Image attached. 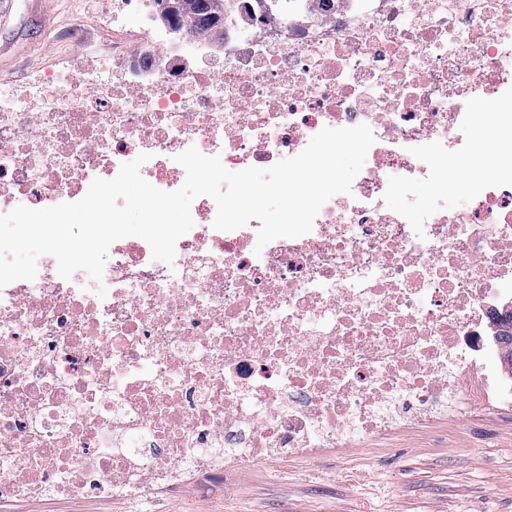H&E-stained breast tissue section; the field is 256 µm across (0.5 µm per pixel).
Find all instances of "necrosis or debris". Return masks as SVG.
<instances>
[{
  "label": "necrosis or debris",
  "mask_w": 512,
  "mask_h": 512,
  "mask_svg": "<svg viewBox=\"0 0 512 512\" xmlns=\"http://www.w3.org/2000/svg\"><path fill=\"white\" fill-rule=\"evenodd\" d=\"M168 6L113 0L93 61L0 80V215L78 201L143 152L173 191L191 146L240 171L326 127L376 141L351 193L261 254L259 221L217 230L205 196L173 264L126 237L101 281L42 256L1 288L0 502L310 458L465 398L512 412L481 352L512 309V0H224L176 40ZM468 177L481 196L449 204Z\"/></svg>",
  "instance_id": "necrosis-or-debris-1"
}]
</instances>
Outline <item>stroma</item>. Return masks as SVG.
I'll return each instance as SVG.
<instances>
[{
  "mask_svg": "<svg viewBox=\"0 0 512 512\" xmlns=\"http://www.w3.org/2000/svg\"><path fill=\"white\" fill-rule=\"evenodd\" d=\"M112 0H14L0 65L17 80L110 39ZM0 512H512V415L457 410L315 458L266 457L219 478L186 474L146 496L24 497Z\"/></svg>",
  "mask_w": 512,
  "mask_h": 512,
  "instance_id": "obj_1",
  "label": "stroma"
}]
</instances>
